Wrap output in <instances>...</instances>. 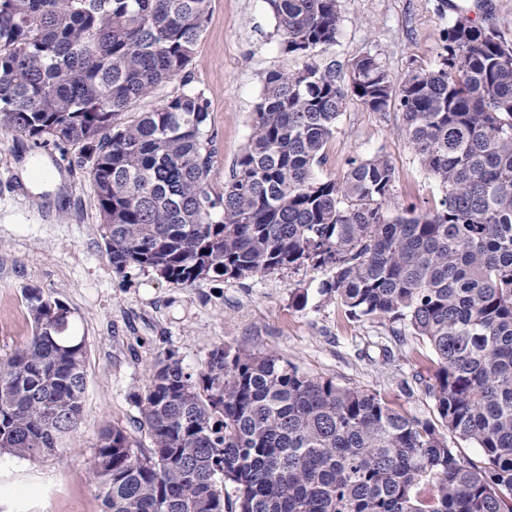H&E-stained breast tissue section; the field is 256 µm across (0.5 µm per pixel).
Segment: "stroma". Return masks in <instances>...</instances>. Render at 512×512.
I'll return each instance as SVG.
<instances>
[{
    "instance_id": "stroma-1",
    "label": "stroma",
    "mask_w": 512,
    "mask_h": 512,
    "mask_svg": "<svg viewBox=\"0 0 512 512\" xmlns=\"http://www.w3.org/2000/svg\"><path fill=\"white\" fill-rule=\"evenodd\" d=\"M440 0H338L336 42L317 53L349 79L361 56L378 59L397 80L435 68L441 32L458 20L440 12ZM476 25L512 44V0H466ZM283 50L264 0H211L206 30L192 62L156 94L124 112L129 123L190 87L209 102L216 156L209 174L220 193L250 135L251 114L267 73L300 68ZM396 106L373 112L349 99L316 167L322 180H338L351 160L385 156L395 169L394 196L422 213L442 192L399 134ZM79 147L35 146L27 136L0 130V359L32 334L26 294L36 288L70 311L72 335L84 338L87 388L79 427L56 454L34 460L0 456V512H103L89 479L103 427L138 436L140 409L155 360L167 356L200 370L216 347L260 350L294 363L301 372L377 393L400 412L432 421L439 415L418 374L435 369L429 345L398 336L385 318L350 317L317 292L326 271L309 265L266 276L208 277L176 284L150 270L117 273L98 232L100 216L90 168ZM58 173L26 184L23 171ZM306 295L299 304L298 295Z\"/></svg>"
}]
</instances>
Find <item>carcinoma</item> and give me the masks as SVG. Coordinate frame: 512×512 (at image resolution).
<instances>
[{"mask_svg":"<svg viewBox=\"0 0 512 512\" xmlns=\"http://www.w3.org/2000/svg\"><path fill=\"white\" fill-rule=\"evenodd\" d=\"M210 0H0V128L79 145L112 266L176 284L309 263L325 300L387 317L434 350L440 424L277 356L215 348L197 373L154 362L139 429L99 434L92 479L106 512H512V46L457 22L437 67L399 84L372 56L349 86L337 0H264L284 50L224 192L208 177V101L187 89L129 125L116 117L192 61ZM384 112L439 186L434 212L394 201L375 156L342 179L315 167L348 96ZM32 335L0 360V455L58 450L81 420L86 346L69 310L27 294ZM452 433L480 463L448 446Z\"/></svg>","mask_w":512,"mask_h":512,"instance_id":"1","label":"carcinoma"}]
</instances>
